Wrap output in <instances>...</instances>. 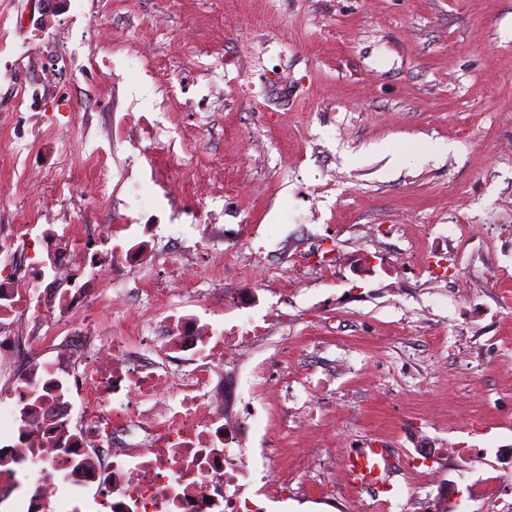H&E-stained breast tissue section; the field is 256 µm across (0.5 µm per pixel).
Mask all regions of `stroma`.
<instances>
[{
  "instance_id": "obj_1",
  "label": "stroma",
  "mask_w": 512,
  "mask_h": 512,
  "mask_svg": "<svg viewBox=\"0 0 512 512\" xmlns=\"http://www.w3.org/2000/svg\"><path fill=\"white\" fill-rule=\"evenodd\" d=\"M42 13L28 55L65 57L74 71L40 113L22 112L19 85L43 75L0 56V225L163 224L190 243L201 210L264 239L257 250L228 238L200 259L205 273L219 265L227 291L281 273L289 249L331 237L359 251L362 225H399L372 257L374 276L339 265L286 286L279 306L302 374L329 355L361 357L377 384L337 375L335 394L317 398V426L261 422L252 441L283 440L277 469L339 434L356 448L379 440L397 463L384 512H409L430 493L409 471L420 451L407 437L425 430L485 448L479 473L503 471L511 494L512 297L485 299L483 332L465 333L468 305L448 286L426 293L410 277L393 295L384 269L427 227L512 226V0H49ZM62 160L81 192L38 190ZM459 344L479 352L472 369L452 358L430 374L432 346ZM449 467L458 512H497L466 460ZM298 481L355 493L331 456Z\"/></svg>"
}]
</instances>
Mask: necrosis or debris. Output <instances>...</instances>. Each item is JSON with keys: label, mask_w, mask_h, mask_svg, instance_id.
Instances as JSON below:
<instances>
[{"label": "necrosis or debris", "mask_w": 512, "mask_h": 512, "mask_svg": "<svg viewBox=\"0 0 512 512\" xmlns=\"http://www.w3.org/2000/svg\"><path fill=\"white\" fill-rule=\"evenodd\" d=\"M156 224H8L0 250L20 264L0 267V483L20 512L53 502L70 512L60 482L96 487L101 512H267L286 502L288 475L259 470L248 446L249 422L273 393L293 406L296 431L313 422L311 380L290 374L299 355L283 345L278 366L255 360L276 316L261 280L229 294L203 290L189 303L209 236L157 252ZM488 234L463 224L454 237L432 233L415 243L401 267L429 272L432 251L454 249L452 282L467 300L512 286V235L500 232L499 256L472 248ZM107 309L112 336L98 333ZM52 318L56 344L35 363L22 328ZM247 374L249 403L237 394Z\"/></svg>", "instance_id": "1"}]
</instances>
